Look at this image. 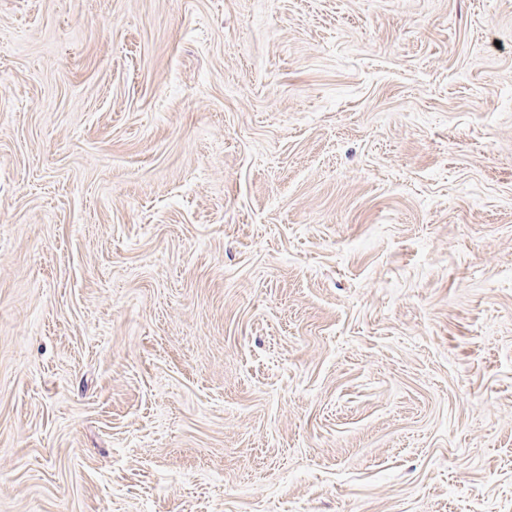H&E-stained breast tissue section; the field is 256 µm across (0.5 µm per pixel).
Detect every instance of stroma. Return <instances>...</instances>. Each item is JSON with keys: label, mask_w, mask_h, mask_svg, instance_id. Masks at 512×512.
<instances>
[{"label": "stroma", "mask_w": 512, "mask_h": 512, "mask_svg": "<svg viewBox=\"0 0 512 512\" xmlns=\"http://www.w3.org/2000/svg\"><path fill=\"white\" fill-rule=\"evenodd\" d=\"M0 512H512V0H0Z\"/></svg>", "instance_id": "stroma-1"}]
</instances>
